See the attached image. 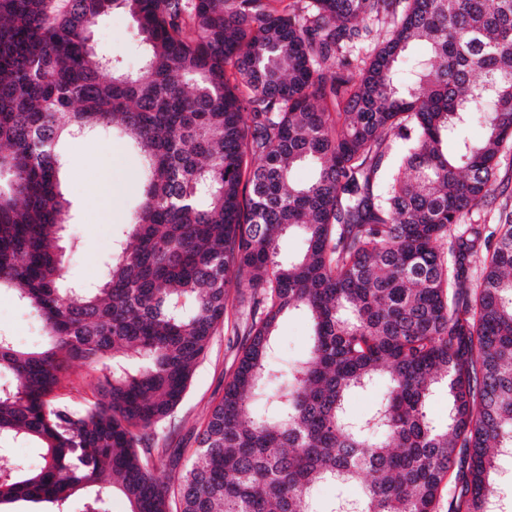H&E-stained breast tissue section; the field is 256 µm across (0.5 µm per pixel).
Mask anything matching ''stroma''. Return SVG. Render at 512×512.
I'll return each instance as SVG.
<instances>
[{"mask_svg":"<svg viewBox=\"0 0 512 512\" xmlns=\"http://www.w3.org/2000/svg\"><path fill=\"white\" fill-rule=\"evenodd\" d=\"M91 39L99 52L123 58L129 67H137L139 37L124 15L108 14L94 20ZM59 151L66 159L63 191L71 202L70 219L61 241L66 254V277L73 284L93 283L104 275L119 228L135 203L139 161L112 136L65 140ZM495 187V200L473 208L466 217L467 223L480 225L487 234L497 230L502 214L512 212V148L504 150L499 159ZM310 332L304 316H284L277 330V362L285 365L301 359L307 352ZM0 334L12 337L18 346L27 349H38L45 343L42 325L34 313L7 290L0 291ZM240 355L239 338L219 330L197 365L184 398L161 424V431L170 436L169 450L179 454L181 465L189 464ZM99 375V369L72 364L57 392L58 400L76 409L97 400L94 386Z\"/></svg>","mask_w":512,"mask_h":512,"instance_id":"35a3bbf8","label":"stroma"}]
</instances>
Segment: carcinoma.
Here are the masks:
<instances>
[{
	"label": "carcinoma",
	"instance_id": "carcinoma-1",
	"mask_svg": "<svg viewBox=\"0 0 512 512\" xmlns=\"http://www.w3.org/2000/svg\"><path fill=\"white\" fill-rule=\"evenodd\" d=\"M116 10L136 71L90 44ZM106 128L139 154L140 202L106 280L70 286L58 145ZM511 143L512 0H0V288L51 339L0 334V509L67 512L81 492L110 512L111 488L130 512H438L446 488L448 512H508L492 485L512 455V216L492 248L448 230ZM290 232L303 248L284 258ZM244 284L242 355L177 472L157 428ZM293 311L309 354L280 367ZM76 361L102 366L105 401L55 400ZM384 385V380L381 379L370 390L353 393L347 403L349 412L357 416L370 412Z\"/></svg>",
	"mask_w": 512,
	"mask_h": 512
}]
</instances>
